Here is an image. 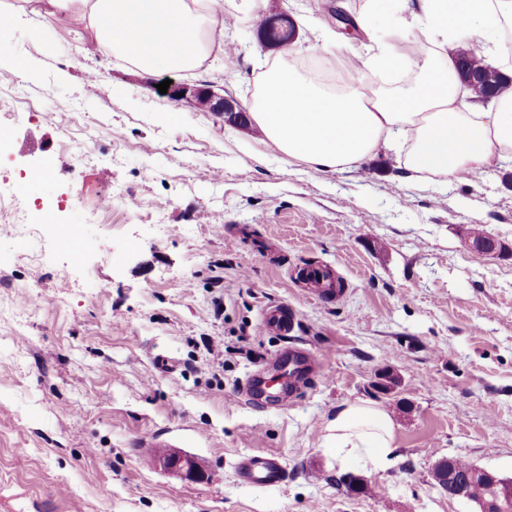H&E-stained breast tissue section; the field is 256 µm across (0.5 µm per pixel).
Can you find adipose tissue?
Listing matches in <instances>:
<instances>
[{
  "mask_svg": "<svg viewBox=\"0 0 512 512\" xmlns=\"http://www.w3.org/2000/svg\"><path fill=\"white\" fill-rule=\"evenodd\" d=\"M53 18L89 30L96 45L137 69L180 73L196 68L219 42V0H48ZM400 0H366L367 15L395 19L417 35L421 55L371 38L350 48L351 88L324 90L313 76L276 63L262 72L250 114L263 135L290 159L322 172L352 168L380 148L405 153L408 180L427 189L478 175L512 154V91L494 111L458 98L456 45H477L476 56L512 75L502 37L512 33V0H417L410 18ZM372 80H363V73ZM413 74V82L384 89L379 77ZM325 454L384 470L395 461L391 414L369 402L339 407L326 424Z\"/></svg>",
  "mask_w": 512,
  "mask_h": 512,
  "instance_id": "adipose-tissue-1",
  "label": "adipose tissue"
}]
</instances>
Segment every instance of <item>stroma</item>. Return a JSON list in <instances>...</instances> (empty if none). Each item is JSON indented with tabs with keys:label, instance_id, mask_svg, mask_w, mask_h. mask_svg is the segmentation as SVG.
<instances>
[{
	"label": "stroma",
	"instance_id": "obj_1",
	"mask_svg": "<svg viewBox=\"0 0 512 512\" xmlns=\"http://www.w3.org/2000/svg\"><path fill=\"white\" fill-rule=\"evenodd\" d=\"M364 4L264 0L249 19L225 0L224 48L178 78L246 106L281 58L343 78L337 42L376 35L413 54L387 19L345 31ZM40 7L23 0L0 28V110L21 119L0 181L18 214L45 206L32 232L0 223V512H477L432 472L458 457L512 478V159L437 190L411 185L391 151L320 173L254 125L172 105L164 74L88 53L89 31L44 24ZM280 14L301 23L289 52L258 35ZM174 106L180 121L160 123ZM48 158L50 175L28 183ZM76 189L81 203L55 210ZM65 224L82 236L63 239ZM473 224L503 251L466 246ZM308 267L337 277L340 297L312 298ZM275 306L294 315L288 334L262 329ZM291 351L319 364L304 393L250 397L248 377H275ZM383 370L401 379L388 394L372 385ZM357 401L393 414L388 469L322 451L327 421ZM155 438L196 457L203 479L157 468ZM256 454L280 461L282 487L239 480ZM351 475L365 491L342 486Z\"/></svg>",
	"mask_w": 512,
	"mask_h": 512
}]
</instances>
